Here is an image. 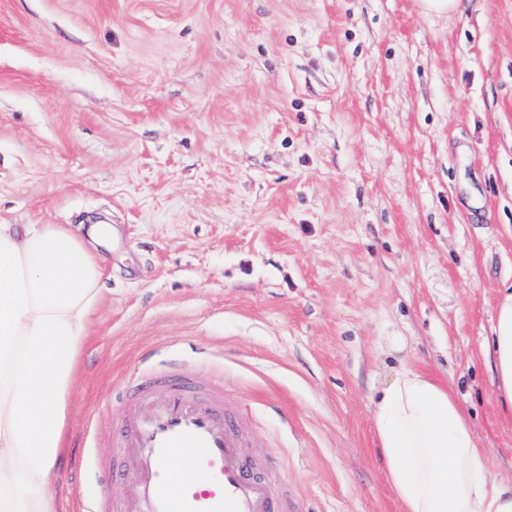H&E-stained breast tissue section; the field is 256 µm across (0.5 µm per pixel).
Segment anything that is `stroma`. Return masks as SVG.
Masks as SVG:
<instances>
[{
    "mask_svg": "<svg viewBox=\"0 0 512 512\" xmlns=\"http://www.w3.org/2000/svg\"><path fill=\"white\" fill-rule=\"evenodd\" d=\"M0 0V224L107 215L58 498L120 463L126 384H224L293 512H401L372 400L455 388L512 482L482 351L512 285V0Z\"/></svg>",
    "mask_w": 512,
    "mask_h": 512,
    "instance_id": "35a3bbf8",
    "label": "stroma"
}]
</instances>
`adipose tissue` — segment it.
<instances>
[{"label":"adipose tissue","mask_w":512,"mask_h":512,"mask_svg":"<svg viewBox=\"0 0 512 512\" xmlns=\"http://www.w3.org/2000/svg\"><path fill=\"white\" fill-rule=\"evenodd\" d=\"M111 227L0 224V512H56L52 490L67 446L69 397L89 317L100 300ZM495 399L512 419V289L483 344ZM388 485L403 512H512L455 391L403 366L374 399Z\"/></svg>","instance_id":"ef3b65f1"}]
</instances>
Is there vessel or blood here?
<instances>
[{
  "label": "vessel or blood",
  "mask_w": 512,
  "mask_h": 512,
  "mask_svg": "<svg viewBox=\"0 0 512 512\" xmlns=\"http://www.w3.org/2000/svg\"><path fill=\"white\" fill-rule=\"evenodd\" d=\"M166 391L154 402L145 385L133 388L139 405L117 442L133 452L129 476L134 496L109 501L104 512H285L286 501L272 494L270 477L252 474L242 438L225 413L223 387L200 388L196 378H156Z\"/></svg>",
  "instance_id": "vessel-or-blood-1"
}]
</instances>
